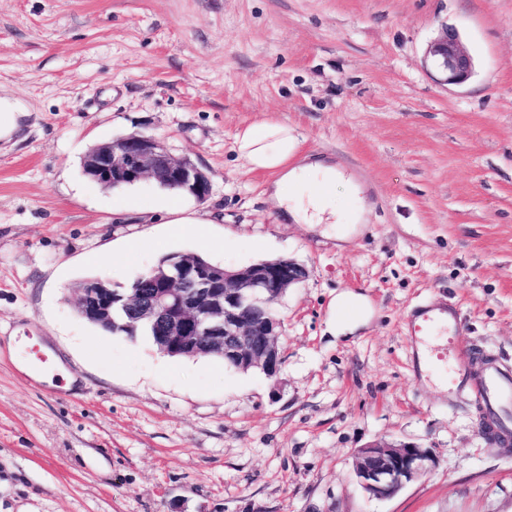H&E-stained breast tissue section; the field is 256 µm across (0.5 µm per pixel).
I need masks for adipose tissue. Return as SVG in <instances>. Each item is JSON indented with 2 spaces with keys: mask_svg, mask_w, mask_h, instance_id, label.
Wrapping results in <instances>:
<instances>
[{
  "mask_svg": "<svg viewBox=\"0 0 512 512\" xmlns=\"http://www.w3.org/2000/svg\"><path fill=\"white\" fill-rule=\"evenodd\" d=\"M238 156L245 169L272 171L277 175L272 195L294 222L322 223L324 215L335 214L333 197L324 193H310L301 202L288 196L286 186L304 184L307 176H315L318 183L327 187L344 181L345 176L337 167L325 164L289 167L288 160L297 148V140L287 127L269 122H257L245 127L236 136Z\"/></svg>",
  "mask_w": 512,
  "mask_h": 512,
  "instance_id": "obj_1",
  "label": "adipose tissue"
}]
</instances>
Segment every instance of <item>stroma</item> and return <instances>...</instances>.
I'll list each match as a JSON object with an SVG mask.
<instances>
[{
    "label": "stroma",
    "mask_w": 512,
    "mask_h": 512,
    "mask_svg": "<svg viewBox=\"0 0 512 512\" xmlns=\"http://www.w3.org/2000/svg\"><path fill=\"white\" fill-rule=\"evenodd\" d=\"M455 29L475 70L436 81ZM0 512H512V445L482 405L421 375L406 321L460 312L449 368L512 365V0H0ZM288 127L290 160L336 165L340 216L285 218L274 176L236 134ZM139 132L211 177L210 222L171 224L152 180L106 189L92 146ZM143 243L130 252L132 236ZM237 268L290 258L308 277L275 304V378L108 335L75 288L127 287L151 247ZM360 294L354 332L336 296ZM54 364L38 372L32 346ZM433 449L386 500L354 472L373 442Z\"/></svg>",
    "instance_id": "35a3bbf8"
}]
</instances>
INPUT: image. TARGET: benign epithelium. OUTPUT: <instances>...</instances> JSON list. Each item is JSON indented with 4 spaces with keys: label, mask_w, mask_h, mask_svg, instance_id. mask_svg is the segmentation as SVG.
<instances>
[{
    "label": "benign epithelium",
    "mask_w": 512,
    "mask_h": 512,
    "mask_svg": "<svg viewBox=\"0 0 512 512\" xmlns=\"http://www.w3.org/2000/svg\"><path fill=\"white\" fill-rule=\"evenodd\" d=\"M426 59L447 85L466 81L475 67L459 38L446 28L428 45ZM82 168L91 180L110 189L153 179L162 187L187 191L199 202L211 193V177L205 170L172 154L155 137L138 132L92 146ZM307 275L304 266L290 259L227 269L187 254L167 271L151 269L142 288L132 293L80 286L77 311L107 330L119 303L130 326L147 321L159 327L158 345L165 354L221 356L243 371L259 370L274 377L282 363V325L273 304ZM434 465L430 448L376 442L357 452L355 474L371 497L382 500Z\"/></svg>",
    "instance_id": "benign-epithelium-1"
}]
</instances>
